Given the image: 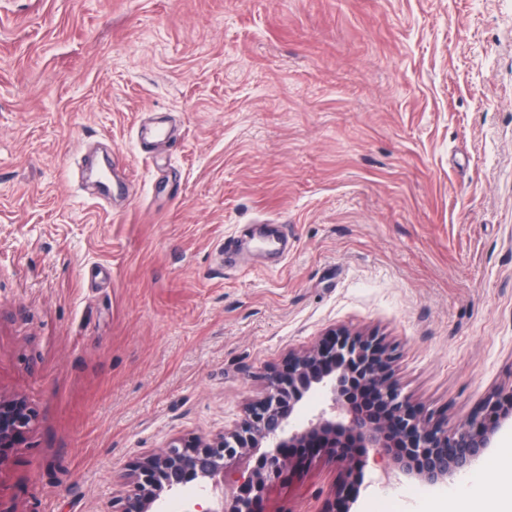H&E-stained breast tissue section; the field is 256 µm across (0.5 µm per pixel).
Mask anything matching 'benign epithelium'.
<instances>
[{
    "label": "benign epithelium",
    "instance_id": "7a95c632",
    "mask_svg": "<svg viewBox=\"0 0 512 512\" xmlns=\"http://www.w3.org/2000/svg\"><path fill=\"white\" fill-rule=\"evenodd\" d=\"M392 359L393 349L372 333L329 329L316 347L290 355L283 369L270 372L264 396L234 428L208 440L183 436L137 458L115 512H167L169 500L189 484L196 499L186 512H255L293 464L290 448L342 461L349 448H370L396 465L381 470L385 482L413 474L435 483L468 469L512 418V387L490 394L454 428L426 418L391 379ZM315 389L328 393L329 403L299 426L297 410ZM35 420L24 399L0 395V465L1 450L18 447ZM252 458V468L242 466Z\"/></svg>",
    "mask_w": 512,
    "mask_h": 512
}]
</instances>
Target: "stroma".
I'll return each mask as SVG.
<instances>
[{
  "mask_svg": "<svg viewBox=\"0 0 512 512\" xmlns=\"http://www.w3.org/2000/svg\"><path fill=\"white\" fill-rule=\"evenodd\" d=\"M334 327L449 426L512 387V0H0V512H112ZM433 497L357 448L262 508ZM36 420V412L20 397L0 394V466L4 448H16Z\"/></svg>",
  "mask_w": 512,
  "mask_h": 512,
  "instance_id": "obj_1",
  "label": "stroma"
}]
</instances>
